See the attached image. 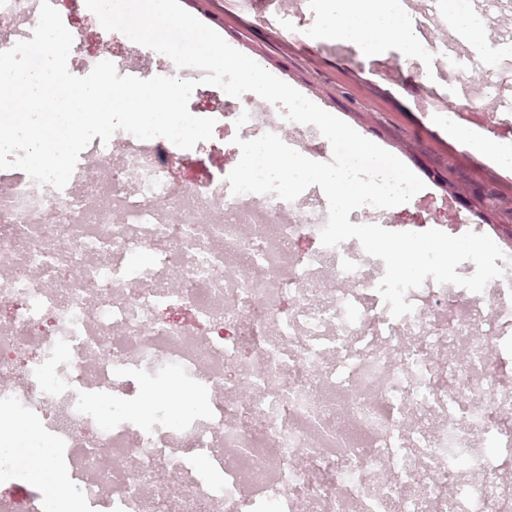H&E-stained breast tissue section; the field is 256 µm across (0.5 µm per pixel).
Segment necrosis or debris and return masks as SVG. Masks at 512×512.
<instances>
[{
    "label": "necrosis or debris",
    "instance_id": "4bbe7bcc",
    "mask_svg": "<svg viewBox=\"0 0 512 512\" xmlns=\"http://www.w3.org/2000/svg\"><path fill=\"white\" fill-rule=\"evenodd\" d=\"M393 4L418 59L460 72L436 33L470 0ZM38 17L0 0V51ZM201 115L213 137L190 150L93 138L61 190L0 173V406L40 421L43 471L65 469L84 512H148L160 486L164 512H512V276L480 294L425 280L392 318L367 255L322 246L326 198L230 192L226 134L316 161L321 133L250 92ZM170 374L205 409L171 417L160 384L144 426L138 387ZM54 501L0 467V512Z\"/></svg>",
    "mask_w": 512,
    "mask_h": 512
}]
</instances>
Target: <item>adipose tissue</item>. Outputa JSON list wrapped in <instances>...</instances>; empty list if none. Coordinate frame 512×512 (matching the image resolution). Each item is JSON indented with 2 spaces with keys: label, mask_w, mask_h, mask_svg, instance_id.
I'll return each mask as SVG.
<instances>
[{
  "label": "adipose tissue",
  "mask_w": 512,
  "mask_h": 512,
  "mask_svg": "<svg viewBox=\"0 0 512 512\" xmlns=\"http://www.w3.org/2000/svg\"><path fill=\"white\" fill-rule=\"evenodd\" d=\"M326 18L316 31L319 39L360 42L377 30H387L405 57L418 53L408 24L391 8L390 0H325Z\"/></svg>",
  "instance_id": "obj_1"
}]
</instances>
